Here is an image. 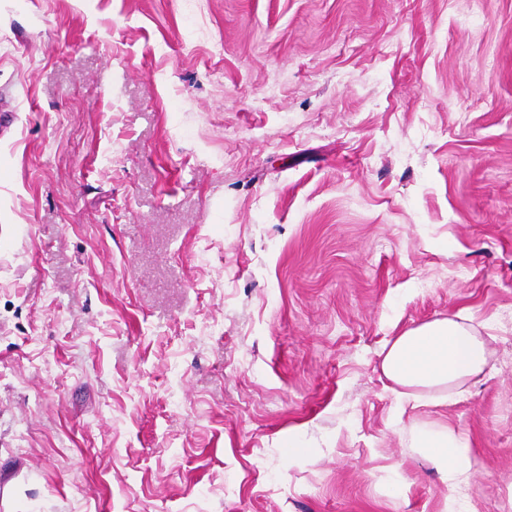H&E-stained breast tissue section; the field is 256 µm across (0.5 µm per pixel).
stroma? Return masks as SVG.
Instances as JSON below:
<instances>
[{"instance_id":"35a3bbf8","label":"stroma","mask_w":512,"mask_h":512,"mask_svg":"<svg viewBox=\"0 0 512 512\" xmlns=\"http://www.w3.org/2000/svg\"><path fill=\"white\" fill-rule=\"evenodd\" d=\"M0 512H512V0H0ZM460 314L409 329L385 347L381 370L395 385L415 392H446L448 398L483 373L490 349ZM442 394V393H441ZM420 448L448 475V483L466 479L469 464V448L464 439L447 430L441 433H425L420 438Z\"/></svg>"}]
</instances>
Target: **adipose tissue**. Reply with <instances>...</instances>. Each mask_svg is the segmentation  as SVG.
I'll use <instances>...</instances> for the list:
<instances>
[{
    "label": "adipose tissue",
    "instance_id": "obj_1",
    "mask_svg": "<svg viewBox=\"0 0 512 512\" xmlns=\"http://www.w3.org/2000/svg\"><path fill=\"white\" fill-rule=\"evenodd\" d=\"M490 349L465 316L454 314L409 329L386 345L381 362L385 377L415 392L456 394L467 381L483 373ZM420 446L447 476L449 483L465 479L469 448L453 433H426Z\"/></svg>",
    "mask_w": 512,
    "mask_h": 512
}]
</instances>
